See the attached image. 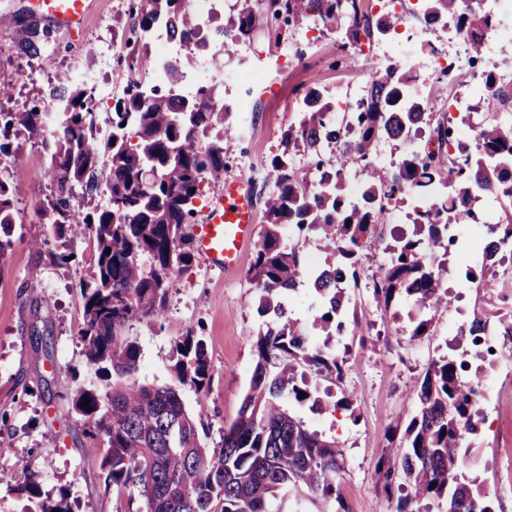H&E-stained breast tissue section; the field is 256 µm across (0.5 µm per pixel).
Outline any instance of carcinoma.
<instances>
[{
    "instance_id": "1",
    "label": "carcinoma",
    "mask_w": 512,
    "mask_h": 512,
    "mask_svg": "<svg viewBox=\"0 0 512 512\" xmlns=\"http://www.w3.org/2000/svg\"><path fill=\"white\" fill-rule=\"evenodd\" d=\"M241 8L218 29L224 50L253 40L255 5ZM424 19L451 17L468 42L472 58L484 56L483 35L492 21L469 0H421ZM263 10L295 27L309 22L333 23L346 29L348 46L357 50L373 31L387 24L373 18L364 0H266ZM137 38L144 51L130 68L122 96L114 100L112 133L95 134L92 101L86 90L63 79L49 85L45 99L61 100L57 131L48 144L46 174L53 180L41 214L58 240L69 241L72 224L89 226L91 284L82 289L83 315L79 336L88 367L103 383L77 387L70 395L72 410L82 417L79 443L102 445L97 462L106 487L122 493L138 488L147 512H283L310 506L309 512H349L338 479L340 442L306 428L286 403H311L316 410L348 408L349 401L330 391L319 395L307 371L328 372L340 380L344 368L336 357L307 341L298 321L287 315L286 296L308 280L317 303L314 324L327 337L363 335L357 316H348L355 299L366 250L383 240L389 211L417 192L423 204L414 210L412 235H402L386 248L387 261L373 298L387 309L406 295L430 309L410 335L428 328L448 305L443 289L453 224H482L487 233L473 239L478 251L466 279L491 298L512 293V278L498 267L512 268V86L497 82L494 72L481 73L480 100L491 111L475 107L460 118L472 132V143L458 137L460 124L434 120L431 100L416 94L410 68L371 67L369 81L351 111L334 119L333 107L316 87L304 95V112L283 134L288 146L301 145L317 157L312 175L299 174L289 154L270 161L275 178L265 185L266 225L256 246L248 278L258 295V312L274 314L253 337L256 363L236 419L220 445L209 448L188 412L180 387L203 391L210 382L211 363L204 339L189 332L174 344L172 382L141 384L136 375L139 348L123 335L133 319L153 317L166 299L170 278L192 261V237L186 231L202 197V183L224 175V149L218 139L203 141L220 126L231 129L223 83L211 81L183 95L177 83L161 91L147 82L154 73L148 40L164 30L189 54L210 48L200 35L189 0H140L135 16ZM49 33L27 24L17 52L35 57L48 44ZM47 112L32 107L0 112V155L11 153V136H40ZM382 141L402 148L401 160L387 173L373 161ZM332 159L324 160L325 152ZM366 172L360 195L346 187L351 166ZM104 168L108 202L89 210L74 209L76 195L91 200L93 181ZM499 204L483 217L477 204ZM9 185L0 179V265L12 248L15 224ZM318 237L323 263L303 266L287 236ZM494 321L512 336V306L491 305L485 313L459 326L457 336L481 345L482 330ZM278 361V370L268 369ZM469 364L459 355L433 361L417 389L420 409L407 423L406 451L378 462L377 482L392 494L396 478L409 492L399 498L396 512H414L412 505L438 499L445 512H493L491 500L464 473L468 451L464 436L484 421L474 395V381L463 376ZM23 491L34 512H72L66 497L40 499L36 480Z\"/></svg>"
}]
</instances>
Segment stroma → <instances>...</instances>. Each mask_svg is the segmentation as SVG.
<instances>
[{
	"instance_id": "obj_1",
	"label": "stroma",
	"mask_w": 512,
	"mask_h": 512,
	"mask_svg": "<svg viewBox=\"0 0 512 512\" xmlns=\"http://www.w3.org/2000/svg\"><path fill=\"white\" fill-rule=\"evenodd\" d=\"M132 6L133 0H97L81 32L53 31L49 48L28 59L16 54L15 42L29 14V0H0V84L11 87L9 96H0V112H19L39 103L44 88L56 77L82 75L112 86L111 96L93 98L95 118L103 120L114 97L123 91L129 64L141 52L131 41ZM302 42L307 45L306 65L293 62L285 70H275L276 61ZM344 43L342 30L321 26L311 32L262 12L253 44L233 56L217 49L208 52V59L225 68L247 75L266 73L264 80L247 86H224V99L233 106L231 132L222 138L225 178L245 179L252 191L261 190L271 177L264 162L283 151V133L297 120L310 85L319 86L333 102L346 89L367 84L363 53ZM46 161L42 139L24 134L10 156L0 157V177L11 185L17 212L12 251L0 267V512H24L28 500L19 487L28 473L34 475L43 498L68 494L74 512H146L136 487H127L120 496L105 489L97 477L99 447L77 442L82 420L71 409L70 393L88 378L78 331L81 287L91 276L83 254L89 231L85 224H76L71 236L74 258L56 260L57 239L35 211L36 202L53 189L44 175ZM411 230L408 221L386 223L383 243L373 246L374 258L364 265L356 314L365 335L323 338L312 326L308 288L300 287L293 301L292 316L311 344H329L346 361L342 380L322 374L315 381L346 397L350 411L331 414L303 406L297 413L314 429L339 439V479L350 512H395L397 500L377 484L375 467L383 455L404 453L405 442L394 428L417 413L416 389L427 367L455 349L457 326L488 302L482 290L466 282L467 261L454 249L443 280L449 290L448 309L427 334L409 335L426 316L423 305L403 298L389 309H377L372 287L387 259L384 247L394 235ZM265 322L246 272L227 275L208 269L197 257L186 271L172 277L158 315L150 321H130L124 333L140 349V381L159 384L170 379L175 339L189 331L203 337L212 365L210 388L200 394L186 387L182 397L204 425L212 447L238 414L255 364L252 338ZM33 327L52 336V355L32 344ZM47 388L53 399L44 398ZM504 420L512 421V394L501 396L497 414L488 415L472 436L480 452L466 470L480 486L501 480L496 512H512V446L496 433Z\"/></svg>"
}]
</instances>
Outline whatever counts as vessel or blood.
<instances>
[{
    "label": "vessel or blood",
    "instance_id": "b4317fda",
    "mask_svg": "<svg viewBox=\"0 0 512 512\" xmlns=\"http://www.w3.org/2000/svg\"><path fill=\"white\" fill-rule=\"evenodd\" d=\"M95 6V0H32L31 12L37 23L58 29L81 31ZM256 238V208L244 180H228L224 193L207 209L195 236V247L205 262L227 273L239 270Z\"/></svg>",
    "mask_w": 512,
    "mask_h": 512
}]
</instances>
